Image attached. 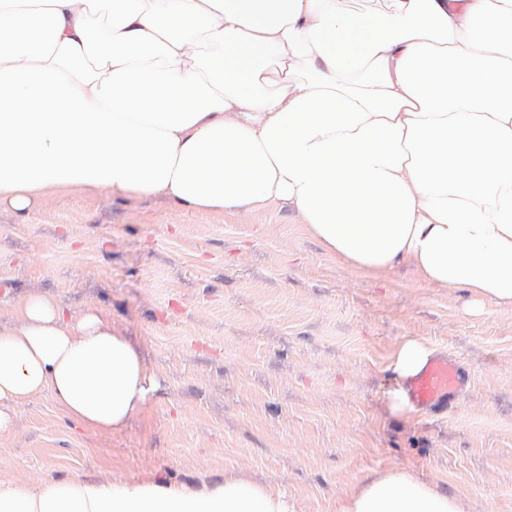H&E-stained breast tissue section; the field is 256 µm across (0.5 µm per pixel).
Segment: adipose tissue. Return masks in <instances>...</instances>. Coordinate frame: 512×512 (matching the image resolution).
I'll use <instances>...</instances> for the list:
<instances>
[{"instance_id": "adipose-tissue-1", "label": "adipose tissue", "mask_w": 512, "mask_h": 512, "mask_svg": "<svg viewBox=\"0 0 512 512\" xmlns=\"http://www.w3.org/2000/svg\"><path fill=\"white\" fill-rule=\"evenodd\" d=\"M188 212L285 202L371 276L512 308V0H0V203L68 189ZM0 328V435L50 396L98 433L160 385L96 310L32 294ZM0 512H293L241 472L0 481ZM336 512H466L404 469Z\"/></svg>"}]
</instances>
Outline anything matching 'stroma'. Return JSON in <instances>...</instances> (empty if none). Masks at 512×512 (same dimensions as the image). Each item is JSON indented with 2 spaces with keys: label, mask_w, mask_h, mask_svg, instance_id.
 I'll list each match as a JSON object with an SVG mask.
<instances>
[{
  "label": "stroma",
  "mask_w": 512,
  "mask_h": 512,
  "mask_svg": "<svg viewBox=\"0 0 512 512\" xmlns=\"http://www.w3.org/2000/svg\"><path fill=\"white\" fill-rule=\"evenodd\" d=\"M53 296L104 313L161 389L118 432L64 418L50 396L0 437V479L193 483L242 468L295 512H334L369 471H410L512 512V310L474 312L461 288L404 263L376 278L328 255L285 206L187 214L156 196L71 191L0 204V305ZM409 336L473 375L455 408L396 413Z\"/></svg>",
  "instance_id": "1"
}]
</instances>
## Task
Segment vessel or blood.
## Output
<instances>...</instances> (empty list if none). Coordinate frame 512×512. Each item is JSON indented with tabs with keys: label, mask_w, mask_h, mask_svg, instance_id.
<instances>
[{
	"label": "vessel or blood",
	"mask_w": 512,
	"mask_h": 512,
	"mask_svg": "<svg viewBox=\"0 0 512 512\" xmlns=\"http://www.w3.org/2000/svg\"><path fill=\"white\" fill-rule=\"evenodd\" d=\"M471 381V374L458 361L439 355L408 380V397L418 412L439 414L455 406Z\"/></svg>",
	"instance_id": "vessel-or-blood-1"
}]
</instances>
